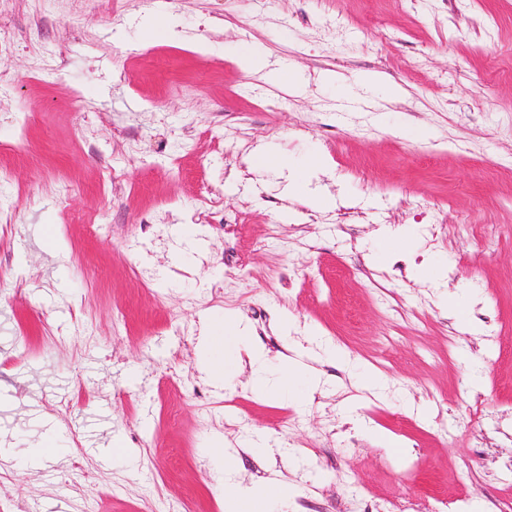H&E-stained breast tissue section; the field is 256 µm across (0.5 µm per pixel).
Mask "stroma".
I'll list each match as a JSON object with an SVG mask.
<instances>
[{
	"instance_id": "obj_1",
	"label": "stroma",
	"mask_w": 512,
	"mask_h": 512,
	"mask_svg": "<svg viewBox=\"0 0 512 512\" xmlns=\"http://www.w3.org/2000/svg\"><path fill=\"white\" fill-rule=\"evenodd\" d=\"M0 30V500L512 512V0H0ZM227 311L274 364L319 332L309 404L208 377ZM225 512H272L270 491L262 483L241 486L235 493L224 497Z\"/></svg>"
}]
</instances>
